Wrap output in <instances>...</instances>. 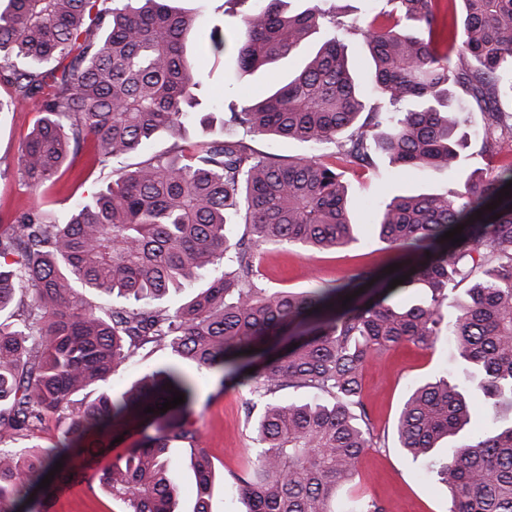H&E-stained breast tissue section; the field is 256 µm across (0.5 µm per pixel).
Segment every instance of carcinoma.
<instances>
[{"mask_svg":"<svg viewBox=\"0 0 512 512\" xmlns=\"http://www.w3.org/2000/svg\"><path fill=\"white\" fill-rule=\"evenodd\" d=\"M169 2L8 0L0 11V83L11 104L33 103L41 113L18 158L29 189L54 187L84 150L105 167L188 124L227 128L220 140L114 174L61 221L32 208L0 215V512H18L24 490L73 449L93 457L107 447L104 435L131 426L139 443L98 474L100 487L125 512H176L169 449L182 441L193 449L192 512H209L212 464L193 428L195 384L182 360L255 382L258 452L232 483L247 512H386L372 498L336 506V488L355 479L373 446L362 367L393 345L432 347L442 337L464 378L410 389L396 424L399 447L448 486L450 512H512V419H497L512 409V196L498 198L512 161L477 181L467 176L451 195L383 202L373 230L411 264L407 280L381 288L367 306L342 300L377 278L370 268L297 293H269L257 273L265 245L324 252L357 240L344 176L371 166L374 153L427 175L462 173L454 97L485 112L482 151L512 133V113L493 107L512 93V0H386L359 28L372 62L365 84L353 77L339 25L320 0L297 14L289 0H236L243 10L233 37L214 27L208 42L215 56L233 44L242 71L286 58L316 35L320 42L300 69L228 112L222 100L198 109L204 74L186 42L204 28L203 16ZM372 93L378 103L362 122ZM262 135L336 151L260 158L250 141ZM241 224V235H229ZM461 225L464 241L442 238ZM221 266L189 300L164 305ZM463 284L450 320L443 308ZM407 288L426 297L392 302ZM282 341L247 372L255 365L249 350ZM147 345L170 349L174 361L119 394L105 389ZM287 387L314 398L274 399ZM175 392L185 403L160 413ZM49 416L60 435L45 447L34 439ZM446 439L455 441L451 454L435 457Z\"/></svg>","mask_w":512,"mask_h":512,"instance_id":"carcinoma-1","label":"carcinoma"}]
</instances>
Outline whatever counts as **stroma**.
I'll return each mask as SVG.
<instances>
[{
	"mask_svg": "<svg viewBox=\"0 0 512 512\" xmlns=\"http://www.w3.org/2000/svg\"><path fill=\"white\" fill-rule=\"evenodd\" d=\"M305 44L296 54L270 67L253 73L241 72L236 55L226 52L214 56L202 35L190 37L188 52L206 74V83L199 92L202 102L219 97L241 102L244 96L266 89L274 75H285L298 69L312 51ZM39 117L29 104L14 111L0 112V211L11 212L19 207H39L56 216H64L74 201L88 197L112 178L111 169L90 166L86 155H79L72 171L66 172L56 189L31 192L21 184L17 158L24 139ZM462 132L466 137L468 169L491 170L505 157L512 156V136L503 135L491 154L481 153V127L484 115L475 108H465ZM222 127L209 130L187 126L181 136L160 135L146 142L124 160L133 166L165 152L174 145L188 146L222 138ZM388 163L378 160L376 167L357 169L347 175L355 198V210L373 215L378 202L408 192H444L461 189L463 178L440 173L428 178L408 174L387 178ZM396 254L381 242L371 228H362L357 242L329 252L312 253L287 244L264 246L260 251L258 270L261 283L268 291L301 292L320 283L335 285L357 269L369 267L385 272L395 264ZM168 350L148 348L120 366L110 377L113 393H121L152 366L165 363ZM454 350L449 342L423 348L403 343L370 357L362 368L363 401L367 407L375 447L368 449L359 463V476L340 488L338 500L356 496L380 501L387 512H448L451 494L444 484L430 481L419 471V462L407 456L398 446L395 436L397 419L412 384L443 376L452 365ZM187 374L197 377L199 386L194 421L203 448L213 464L210 489L211 512H246L247 506L232 488V476L247 468L254 446L247 404L252 395L247 386L224 381L221 369L201 371L192 363H183ZM139 440L137 431L124 434L115 443L85 465V476L64 486L51 502V512H122L99 487L96 474L116 458L134 447Z\"/></svg>",
	"mask_w": 512,
	"mask_h": 512,
	"instance_id": "35a3bbf8",
	"label": "stroma"
}]
</instances>
